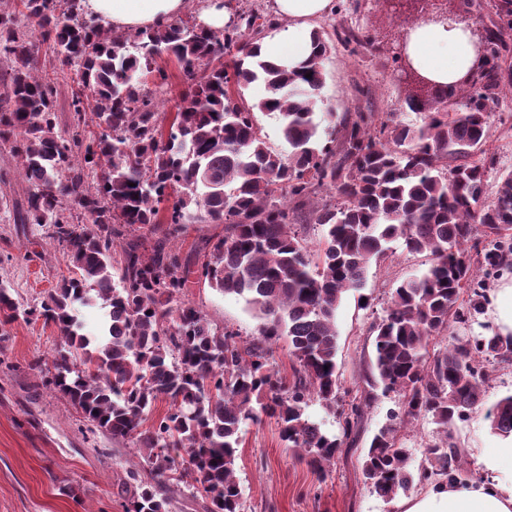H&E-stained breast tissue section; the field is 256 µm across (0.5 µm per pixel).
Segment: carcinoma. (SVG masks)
Segmentation results:
<instances>
[{
    "mask_svg": "<svg viewBox=\"0 0 512 512\" xmlns=\"http://www.w3.org/2000/svg\"><path fill=\"white\" fill-rule=\"evenodd\" d=\"M8 2L0 0V145L28 187L25 220L66 250L75 276L26 307L0 285V316L55 324L61 342L31 367L90 431L142 450L151 479L129 471L139 491L125 512H169L172 481L204 496L208 512H241V427L264 415L321 479L336 453L356 444L380 393L402 398L400 423L429 418L442 433L414 472L396 426L375 434L362 470L377 496L389 501L437 478L470 480L451 427L483 403L488 366L512 367V336L490 327L450 336L448 328L484 310L477 268L512 256V172L488 201L482 158L498 91L512 88L504 55L512 0L494 4L497 20L468 83L423 94L405 71V106H431L414 127L376 112L318 113L336 30L314 29L307 59L276 65L260 41L279 22L256 9L239 10L220 31L191 14L133 31L85 18L82 0H20L12 10ZM41 43L51 46L54 69L81 75L64 128L58 89L39 75ZM234 50L232 65L221 64ZM162 51L176 57L184 86L173 115L159 110L144 80ZM255 82L265 96L249 100L244 90ZM258 112L281 121L288 153L268 146ZM91 123L99 134L86 135ZM189 223L224 225L197 279L245 299L262 320L255 338L212 325L185 299L191 259L175 241ZM147 226L156 235L148 248L138 234ZM396 241L432 262L398 285L371 323L365 387L349 400L337 371L336 309ZM85 307L105 310L101 335L83 332L77 312ZM283 337L290 378L270 367ZM436 340L444 345L429 350ZM311 401L333 411L341 434L305 414ZM160 402L167 411L144 426ZM487 418L494 433L511 436L512 394ZM175 448L185 453L180 462Z\"/></svg>",
    "mask_w": 512,
    "mask_h": 512,
    "instance_id": "carcinoma-1",
    "label": "carcinoma"
}]
</instances>
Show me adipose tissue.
<instances>
[{"label": "adipose tissue", "instance_id": "obj_1", "mask_svg": "<svg viewBox=\"0 0 512 512\" xmlns=\"http://www.w3.org/2000/svg\"><path fill=\"white\" fill-rule=\"evenodd\" d=\"M87 14L117 29L140 30L180 16L187 0H83ZM274 13L287 23L263 52L271 61L299 59L311 49L313 24L329 16L335 0H272ZM410 65L435 86L465 84L478 63L472 31L447 17L413 25L405 41ZM476 479L439 483L424 496L397 502L398 512H512V441L475 455Z\"/></svg>", "mask_w": 512, "mask_h": 512}]
</instances>
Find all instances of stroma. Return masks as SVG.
Masks as SVG:
<instances>
[{"label":"stroma","mask_w":512,"mask_h":512,"mask_svg":"<svg viewBox=\"0 0 512 512\" xmlns=\"http://www.w3.org/2000/svg\"><path fill=\"white\" fill-rule=\"evenodd\" d=\"M327 24L350 31L360 44H337L324 62L323 109L332 112H379L412 126L424 115L403 103L400 71L394 48L407 29L394 23L376 0H335ZM491 0H427L423 17L447 12L484 36L491 25ZM486 159L493 165L488 184L512 171V93L499 95L493 107ZM426 254L397 249L388 259L371 264L363 288L345 294L336 310L340 381L344 389L362 386L373 353L369 327L393 288L427 269ZM72 264L61 247L38 238L34 225L0 221V282L18 292L21 301L37 303ZM188 301L217 326L238 330L250 338L261 324L241 298L203 284H192ZM60 340L55 326L16 320L0 342V512H125L132 496L128 473L138 465L131 447L112 443L102 433H90L74 407L56 391L43 386L35 357L50 354ZM512 393V368L496 371L485 394L483 409L456 423L454 434L465 454L494 446L498 435L485 417L486 406ZM401 409L397 394L379 397L367 410L358 443L342 449L325 478L295 458L279 438L273 419L242 427L236 469L243 490L242 512H396L393 502L372 493L362 475L370 440Z\"/></svg>","instance_id":"1"}]
</instances>
